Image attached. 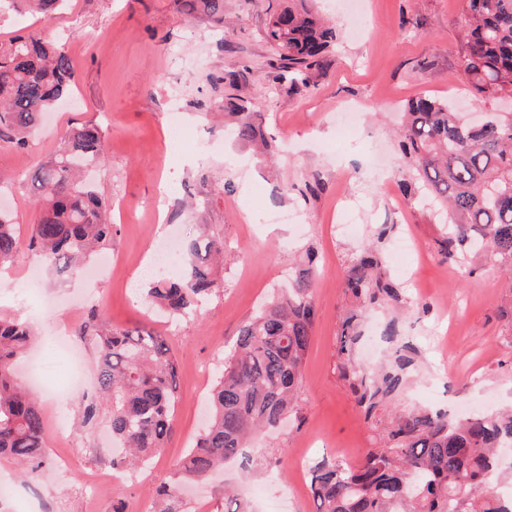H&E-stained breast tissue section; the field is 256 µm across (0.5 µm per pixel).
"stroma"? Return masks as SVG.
<instances>
[{
  "label": "stroma",
  "mask_w": 512,
  "mask_h": 512,
  "mask_svg": "<svg viewBox=\"0 0 512 512\" xmlns=\"http://www.w3.org/2000/svg\"><path fill=\"white\" fill-rule=\"evenodd\" d=\"M289 0H224V17L187 14L182 0H70L60 17L44 22L53 41L74 52L72 95L19 149L0 141V205L21 227L36 223L32 174L60 148L71 127L97 124L105 156L91 178L112 201L116 234L110 251L121 257L111 279L89 283L69 271L44 274L27 285L39 258L20 243L0 272V318L32 323L37 341L19 366L40 398L49 464L30 483L16 464L0 460V480L13 497L0 512H149L157 487L172 484L176 464L192 445L224 357L250 316L288 281L290 263L316 256L312 292L317 322L289 423L260 434L243 457L183 495L184 512H314L310 464L340 458L357 466L390 447L399 418L442 413L462 418L512 407V289L504 288L491 256L467 264L444 260L443 214L401 165L396 130L406 103L421 95L479 112L501 104L469 96L460 80L458 26L463 0H364L355 17L347 0H310L336 27L337 39L310 88L271 84L275 57L264 37L273 6ZM245 70L235 90L218 81ZM243 97L276 146L275 156L253 152L224 133V95ZM353 106L355 128L340 134L338 109ZM178 108L186 140L204 141L208 156L187 160L169 144V112ZM233 180L234 192L224 190ZM320 181L317 196L282 195L284 184ZM294 215L292 224L250 227L254 210ZM363 212L356 234L341 230L345 210ZM212 225L230 258L218 268L219 286L195 318L170 322L150 313L141 265L155 244L188 238ZM411 238L416 252L395 248ZM371 248L382 278L398 283L401 300L359 305L345 290L357 256ZM30 301H22L20 287ZM97 316L100 327L147 326L166 336L177 361L179 402L166 448L145 469L94 486L89 474L111 467L114 450L107 413L81 424L97 396V349L78 339L82 381L54 354L57 329H76ZM354 317L352 341L341 333ZM410 358L401 386L374 409L361 404L349 364L379 374ZM307 456L308 468L293 459Z\"/></svg>",
  "instance_id": "stroma-1"
}]
</instances>
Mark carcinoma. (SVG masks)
Listing matches in <instances>:
<instances>
[{
    "label": "carcinoma",
    "instance_id": "carcinoma-1",
    "mask_svg": "<svg viewBox=\"0 0 512 512\" xmlns=\"http://www.w3.org/2000/svg\"><path fill=\"white\" fill-rule=\"evenodd\" d=\"M51 19L64 0H16ZM190 13L224 16V0H185ZM265 37L278 56L275 85L311 86L312 71L325 65L336 34L318 15L292 6L273 13ZM459 71L481 99L512 98V0H466L459 34ZM76 72L64 48L41 30L0 40V141L27 146L29 131L68 95ZM234 117L231 133L244 144L271 142L236 96L224 98ZM404 161L421 187L446 206L450 224L441 254L455 259L464 248L490 249L512 287V112H497L469 127L448 101L421 96L405 106L399 132ZM105 155L104 135L92 123L73 127L57 154L32 176L39 194L29 246L48 268L77 271L80 260L112 242L111 202L81 182L85 168ZM18 228L0 208V268L14 262ZM224 240L202 231L186 242L177 280L159 279L147 290L150 304L173 317L196 311L217 287ZM315 258L298 268L283 288L240 327L234 349L211 389L209 420L179 462L180 481L207 478L242 454L249 437L277 426L292 409L316 319L311 282ZM374 252L362 254L346 280L359 299L397 298L395 286L373 275ZM98 347L100 400L88 404L83 424L108 412L112 439L122 455L113 467L143 466L165 448L174 427L177 364L165 339L142 328L108 331L86 324ZM33 329L0 319V459L23 467L33 482L47 464L40 402L20 386L14 366L33 343ZM360 400L375 405L399 385L397 374L376 378L357 365ZM394 445L370 453L358 467L324 459L311 467L315 512H512L493 484L499 449L512 448V412L474 414L450 423L441 416L411 414L389 433ZM179 486L159 491L154 512H179Z\"/></svg>",
    "mask_w": 512,
    "mask_h": 512
}]
</instances>
